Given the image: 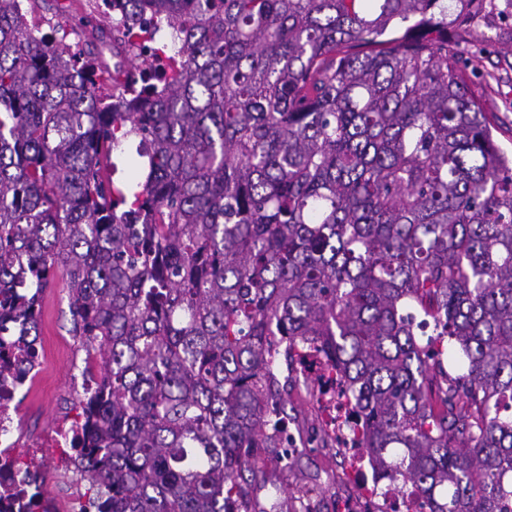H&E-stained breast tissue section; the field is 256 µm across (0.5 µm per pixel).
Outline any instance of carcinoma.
<instances>
[{
  "label": "carcinoma",
  "instance_id": "1",
  "mask_svg": "<svg viewBox=\"0 0 512 512\" xmlns=\"http://www.w3.org/2000/svg\"><path fill=\"white\" fill-rule=\"evenodd\" d=\"M474 2L102 0L111 71L0 0V324L21 379L65 277L95 512H251L301 376L401 494L512 512V155L448 40ZM139 139L130 137L122 146L113 152L112 161L117 170L113 176L114 182L128 186H136V183L144 179L146 173L147 158L137 154Z\"/></svg>",
  "mask_w": 512,
  "mask_h": 512
}]
</instances>
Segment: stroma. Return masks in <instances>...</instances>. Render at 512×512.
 <instances>
[{
	"label": "stroma",
	"mask_w": 512,
	"mask_h": 512,
	"mask_svg": "<svg viewBox=\"0 0 512 512\" xmlns=\"http://www.w3.org/2000/svg\"><path fill=\"white\" fill-rule=\"evenodd\" d=\"M33 15L68 30L72 43L86 20H101L100 15L70 6L69 0H38ZM448 33L460 39L472 72L471 90L495 122L498 144L511 152L512 0H482L475 16L450 25ZM71 328L67 289L58 278L43 294L40 334L45 357L37 390L18 407L24 435L52 426L56 415L69 411L83 394L75 383L72 362L86 352ZM288 412L290 430L310 442L312 449L292 457L286 467L280 466L276 455H262L251 491L255 512H378V500L363 497L350 481V462L324 426L322 401L300 384L288 390ZM305 485L317 488L307 503L296 495Z\"/></svg>",
	"instance_id": "obj_1"
}]
</instances>
